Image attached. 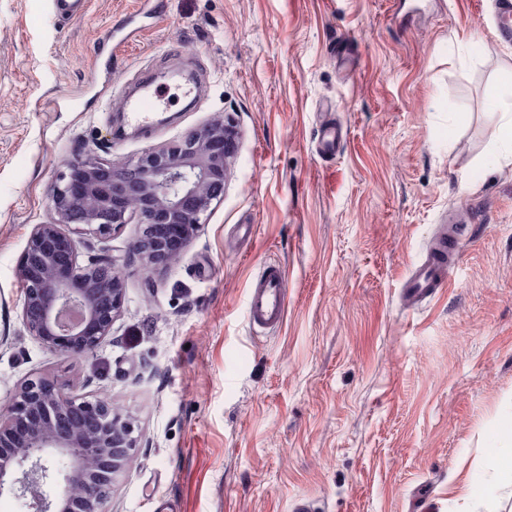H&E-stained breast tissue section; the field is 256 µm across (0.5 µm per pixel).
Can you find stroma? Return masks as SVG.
Segmentation results:
<instances>
[{
  "label": "stroma",
  "mask_w": 512,
  "mask_h": 512,
  "mask_svg": "<svg viewBox=\"0 0 512 512\" xmlns=\"http://www.w3.org/2000/svg\"><path fill=\"white\" fill-rule=\"evenodd\" d=\"M492 11L87 0L62 20L52 0H0V407L41 373L132 415L142 446L108 512H512V479L482 466L512 412V165L492 162L488 113L512 45ZM148 83L169 123L114 136ZM220 115L237 150L186 253L153 272L137 222L84 237L81 260L123 265L124 309L95 354L44 350L15 268L65 163L133 160ZM449 223L452 287L405 306ZM274 261L286 314L261 332L247 290ZM477 476L488 493L462 501Z\"/></svg>",
  "instance_id": "stroma-1"
}]
</instances>
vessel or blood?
<instances>
[{"instance_id":"vessel-or-blood-1","label":"vessel or blood","mask_w":512,"mask_h":512,"mask_svg":"<svg viewBox=\"0 0 512 512\" xmlns=\"http://www.w3.org/2000/svg\"><path fill=\"white\" fill-rule=\"evenodd\" d=\"M495 30L499 41L512 42V0H498ZM163 104L159 91L147 88L136 98L127 100L125 107L136 123L145 126L151 113ZM448 240V235H440L425 260L411 268L401 289L406 304L433 299L449 288V263L454 251ZM286 298L287 280L283 268L276 263L265 265L249 289L248 314L252 325L264 330L278 328L285 317Z\"/></svg>"}]
</instances>
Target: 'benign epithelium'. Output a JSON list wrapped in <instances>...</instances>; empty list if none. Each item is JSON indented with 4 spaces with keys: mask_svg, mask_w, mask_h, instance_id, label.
I'll return each instance as SVG.
<instances>
[{
    "mask_svg": "<svg viewBox=\"0 0 512 512\" xmlns=\"http://www.w3.org/2000/svg\"><path fill=\"white\" fill-rule=\"evenodd\" d=\"M235 136L220 117L135 161L65 164L51 187L56 219L33 225L16 264L23 324L45 350L95 353L125 304L120 264L80 263L81 236H109L135 216L134 253L148 269L168 268L224 196ZM137 448L134 420L111 400L33 374L0 413V496L26 500L28 512H106Z\"/></svg>",
    "mask_w": 512,
    "mask_h": 512,
    "instance_id": "obj_1",
    "label": "benign epithelium"
}]
</instances>
